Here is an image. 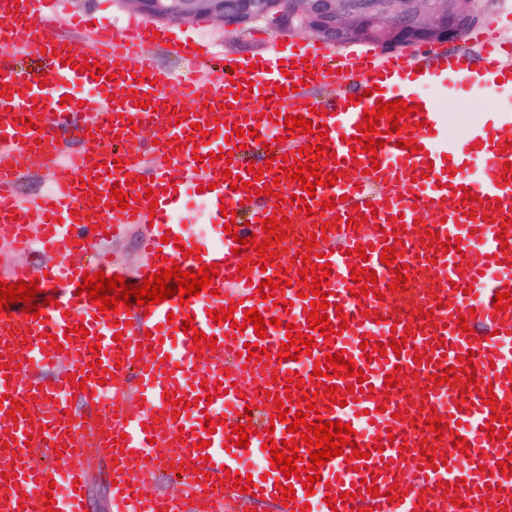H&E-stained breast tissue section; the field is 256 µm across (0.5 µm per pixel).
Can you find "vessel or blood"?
<instances>
[{
  "mask_svg": "<svg viewBox=\"0 0 512 512\" xmlns=\"http://www.w3.org/2000/svg\"><path fill=\"white\" fill-rule=\"evenodd\" d=\"M59 5L0 0V241L15 252L35 249L42 256L39 264L14 265L0 278L38 281L53 298L36 318L18 303L0 313V512H86L75 486L86 483L98 461L114 483L116 512H222L225 496L271 499L282 486L294 489L295 498L280 512L305 506L325 512L329 496L337 512H512V475L496 470L499 450L512 451V306L503 312L494 306L505 290L501 276L512 274V170L504 168L512 163V113H484L460 141L444 131L430 100L418 114L401 118L400 134H388L387 123H380L376 137L384 145L376 156L355 147L364 112L377 106L374 86L389 85L392 98L413 105L417 97L406 81L416 72L434 81L463 80L476 69L512 88V40L471 36L467 49L455 55L346 52L335 60L301 43L287 56L273 51L259 57L255 71L241 67L223 79L193 68L176 76L152 53L168 48L167 34L156 37L150 26L130 23L118 30L99 27L87 40L67 38L54 24ZM30 50L40 55V72L17 66L15 53ZM85 60L105 65L112 80L102 83L79 72ZM281 86L288 94L276 95ZM137 93L147 94L150 108L136 107ZM277 112L327 124V153L318 164L321 172L335 173L334 186L319 184L310 194L279 168L265 169V161L285 156L305 161V146L316 142L312 134L273 124ZM145 128L152 129L154 143L138 139ZM237 128L244 135L236 145L228 136ZM269 139L275 145L267 150ZM402 140L408 148H399ZM472 154L483 159L475 178L465 168ZM251 164L263 166L261 177L248 172ZM32 168L51 172L52 184L26 197L19 177ZM226 169L247 190H232L222 176ZM141 175L149 185L138 184ZM117 183L127 188L128 209L107 206ZM196 191L206 203L209 238L186 240L184 249L193 251L186 258L161 237H183L176 216ZM468 191L475 200H465ZM293 196L306 200L310 213L291 205ZM224 202L236 212L231 234L220 210ZM366 202L374 204L376 217L354 224L358 205ZM274 214L289 219L293 232L270 245L272 261L261 262L249 247L234 253L235 238L265 240L263 222ZM131 224L149 230L142 240L146 259L127 274V283L142 285L168 259L184 270L216 264L210 289L184 305L173 297L115 313L90 302L78 290L87 269L83 256ZM314 234L318 245H304ZM446 243L452 251H443ZM388 246L395 247L397 263L408 266L405 289L391 288L395 276L381 261ZM361 247L368 248L367 258H359ZM298 254L303 262L296 265ZM321 258L331 264L321 291L336 331L328 339L316 335L300 360H282L286 324L304 332L310 323L300 272ZM355 267L377 277L359 297L352 294ZM280 276L286 285L273 299H262L258 283ZM229 306L231 321L213 320V310ZM252 308L265 319L279 318L280 326L268 327L262 338L251 326L238 331L237 322ZM339 308L344 318L335 317ZM461 316L467 319L462 327ZM188 318L216 338L214 348L193 351L192 334L182 331ZM76 325L85 327V335L73 333ZM394 340L401 341V351L377 352V343ZM95 342L100 351H91ZM248 342L265 347L268 357L247 361L242 351ZM339 351L362 368L372 394L348 391V379L320 376L327 356ZM466 355L473 364L462 373L475 375L477 390L464 391L453 379L435 383L436 375ZM396 374L400 385L385 388L387 376ZM78 378L84 391L73 385ZM290 380L298 388L281 422L275 398L287 392ZM204 383L215 389L213 401L201 400ZM329 385L345 392V405L330 402ZM490 391L498 401L494 409L482 402ZM108 392L113 403L107 411L102 398ZM170 392L189 401V408L174 412L166 402ZM305 393L315 394L322 421L351 424L362 451L357 458L344 447L321 466L310 491L284 478L263 448L270 437L290 440L288 423L305 410ZM74 397L94 407V414L70 412ZM437 415L447 426L441 436L431 429ZM210 417L217 420L211 434L204 428ZM237 423L251 431L247 446L229 440ZM490 427L506 429V437L487 438ZM460 437L470 453L454 449ZM42 444L56 450L62 467H47L32 454V446ZM175 462L184 491L149 494V478ZM229 475L251 476L250 493L226 483ZM370 478L378 495L366 490ZM53 482L64 486L65 496H50Z\"/></svg>",
  "mask_w": 512,
  "mask_h": 512,
  "instance_id": "1",
  "label": "vessel or blood"
}]
</instances>
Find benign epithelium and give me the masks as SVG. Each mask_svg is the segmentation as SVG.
I'll return each instance as SVG.
<instances>
[{
  "instance_id": "1",
  "label": "benign epithelium",
  "mask_w": 512,
  "mask_h": 512,
  "mask_svg": "<svg viewBox=\"0 0 512 512\" xmlns=\"http://www.w3.org/2000/svg\"><path fill=\"white\" fill-rule=\"evenodd\" d=\"M133 10L169 23H219L245 28L262 14L280 32L307 30L325 42L369 44L396 51L428 43H456L483 21L480 0H125Z\"/></svg>"
}]
</instances>
